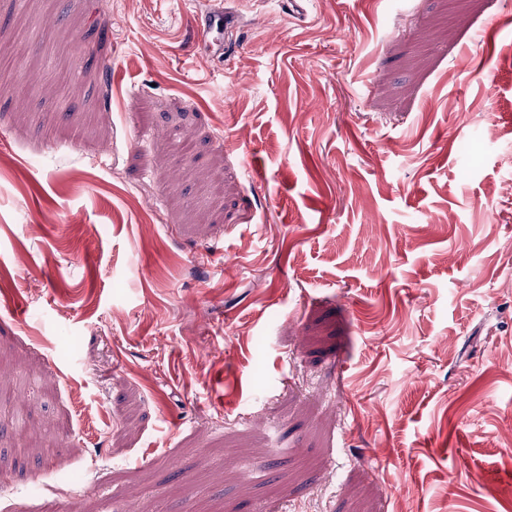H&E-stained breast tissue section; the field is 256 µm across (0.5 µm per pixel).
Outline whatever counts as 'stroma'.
Segmentation results:
<instances>
[{"label":"stroma","instance_id":"obj_1","mask_svg":"<svg viewBox=\"0 0 512 512\" xmlns=\"http://www.w3.org/2000/svg\"><path fill=\"white\" fill-rule=\"evenodd\" d=\"M510 183L512 0H0V512H504ZM194 25L201 35L200 46L209 52L224 55V32L232 27V21L224 7L215 6L211 10L197 14Z\"/></svg>","mask_w":512,"mask_h":512}]
</instances>
